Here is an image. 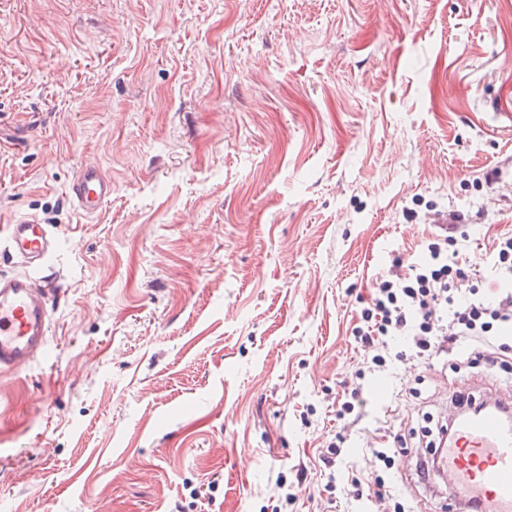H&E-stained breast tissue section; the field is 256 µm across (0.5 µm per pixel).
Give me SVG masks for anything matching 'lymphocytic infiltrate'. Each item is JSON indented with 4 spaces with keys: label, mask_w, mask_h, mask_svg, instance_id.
Returning <instances> with one entry per match:
<instances>
[{
    "label": "lymphocytic infiltrate",
    "mask_w": 512,
    "mask_h": 512,
    "mask_svg": "<svg viewBox=\"0 0 512 512\" xmlns=\"http://www.w3.org/2000/svg\"><path fill=\"white\" fill-rule=\"evenodd\" d=\"M457 230V224H444L443 236L423 242L417 261L394 258L387 273L376 279L371 302L353 329L354 342L370 353L373 370L408 357L423 364L449 357L488 370H512V346L505 342L512 335V235L492 245L498 288L489 296L471 283L458 250L448 247V234ZM395 336L404 337L405 344L393 351L389 342ZM398 441L385 433L369 446L381 468L352 476L347 490L353 499L380 506L385 498L382 472L392 468L391 451Z\"/></svg>",
    "instance_id": "1"
}]
</instances>
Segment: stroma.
Wrapping results in <instances>:
<instances>
[{
    "mask_svg": "<svg viewBox=\"0 0 512 512\" xmlns=\"http://www.w3.org/2000/svg\"><path fill=\"white\" fill-rule=\"evenodd\" d=\"M114 192L73 204L79 168ZM469 216L484 271L512 232V0H0V237L58 249L48 352L0 372V512H322L351 331L394 257ZM346 437H405L497 376L411 360ZM112 181L93 164L80 167L70 186V196L85 215L97 214L105 202L112 197Z\"/></svg>",
    "mask_w": 512,
    "mask_h": 512,
    "instance_id": "35a3bbf8",
    "label": "stroma"
}]
</instances>
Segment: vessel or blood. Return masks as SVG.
Here are the masks:
<instances>
[{"label":"vessel or blood","instance_id":"b4317fda","mask_svg":"<svg viewBox=\"0 0 512 512\" xmlns=\"http://www.w3.org/2000/svg\"><path fill=\"white\" fill-rule=\"evenodd\" d=\"M112 182L93 164L82 165L70 195L85 215L97 214L112 195ZM8 251L20 269L0 275V371L27 368L48 348L49 277H37L57 247L42 220L19 215L8 226ZM512 401L455 420L458 439L440 448L438 477L447 478L450 499L463 500L469 512H512V425L504 420Z\"/></svg>","mask_w":512,"mask_h":512}]
</instances>
